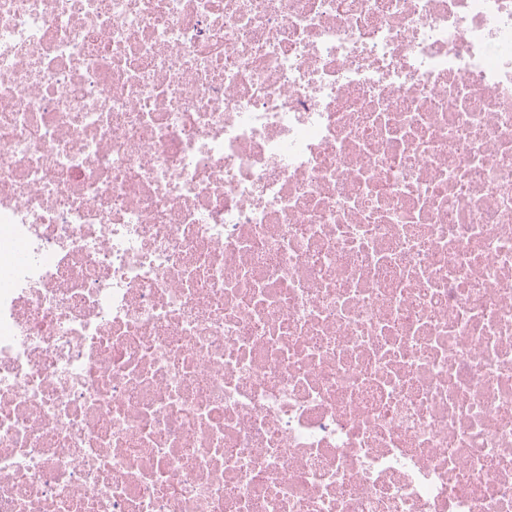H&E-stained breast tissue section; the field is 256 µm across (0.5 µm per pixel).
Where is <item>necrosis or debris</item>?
<instances>
[{
	"label": "necrosis or debris",
	"mask_w": 512,
	"mask_h": 512,
	"mask_svg": "<svg viewBox=\"0 0 512 512\" xmlns=\"http://www.w3.org/2000/svg\"><path fill=\"white\" fill-rule=\"evenodd\" d=\"M0 239V512H512V0H0Z\"/></svg>",
	"instance_id": "4bbe7bcc"
}]
</instances>
